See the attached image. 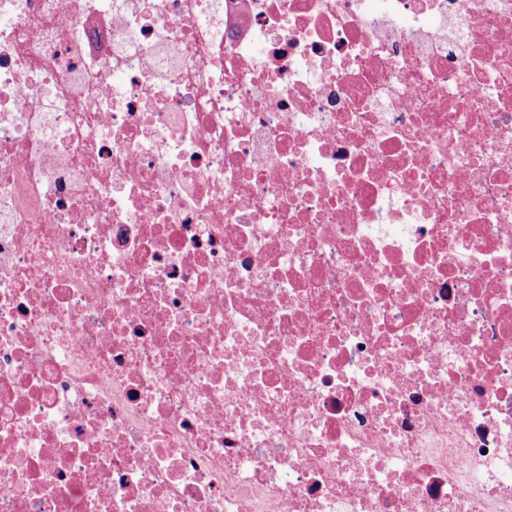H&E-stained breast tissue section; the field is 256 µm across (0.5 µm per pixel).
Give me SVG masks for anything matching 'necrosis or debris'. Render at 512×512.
<instances>
[{"label":"necrosis or debris","mask_w":512,"mask_h":512,"mask_svg":"<svg viewBox=\"0 0 512 512\" xmlns=\"http://www.w3.org/2000/svg\"><path fill=\"white\" fill-rule=\"evenodd\" d=\"M0 512H512V0H0Z\"/></svg>","instance_id":"necrosis-or-debris-1"}]
</instances>
